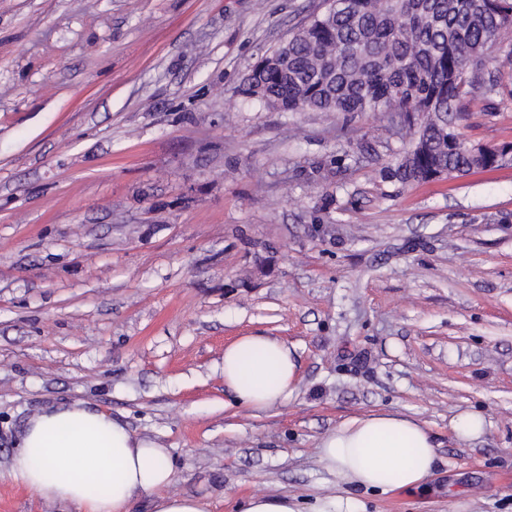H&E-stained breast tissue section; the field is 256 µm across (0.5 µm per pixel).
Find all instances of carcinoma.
Listing matches in <instances>:
<instances>
[{"mask_svg":"<svg viewBox=\"0 0 512 512\" xmlns=\"http://www.w3.org/2000/svg\"><path fill=\"white\" fill-rule=\"evenodd\" d=\"M503 47L512 53V0H326L241 93L277 112L417 116L393 176H462L495 163L469 153L457 121L471 95L512 100V76L487 65Z\"/></svg>","mask_w":512,"mask_h":512,"instance_id":"carcinoma-1","label":"carcinoma"}]
</instances>
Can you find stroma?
<instances>
[{"instance_id":"stroma-1","label":"stroma","mask_w":512,"mask_h":512,"mask_svg":"<svg viewBox=\"0 0 512 512\" xmlns=\"http://www.w3.org/2000/svg\"><path fill=\"white\" fill-rule=\"evenodd\" d=\"M321 0H0V512L26 422L75 401L168 448L174 491L358 512H512V166L404 184L382 112H274L238 87ZM471 145L512 143L474 96ZM293 344L301 381L230 404L224 348ZM390 410L439 462L415 492L342 490L327 430ZM487 428L461 442L449 423ZM450 427L457 438L474 440L486 430V420L477 414L465 413L451 420Z\"/></svg>"}]
</instances>
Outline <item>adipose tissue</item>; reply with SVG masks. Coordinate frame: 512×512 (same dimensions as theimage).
<instances>
[{"instance_id": "adipose-tissue-1", "label": "adipose tissue", "mask_w": 512, "mask_h": 512, "mask_svg": "<svg viewBox=\"0 0 512 512\" xmlns=\"http://www.w3.org/2000/svg\"><path fill=\"white\" fill-rule=\"evenodd\" d=\"M224 387L238 406L268 411L284 404L299 380L295 346L272 336L238 337L224 348ZM317 459L341 484L388 493L421 488L438 453L419 419L397 411L354 416L318 440ZM8 475L30 496L65 512H130L150 498L152 512H208L204 499L172 492L173 465L158 441L81 403L44 410L25 425ZM101 486L90 493V484Z\"/></svg>"}]
</instances>
